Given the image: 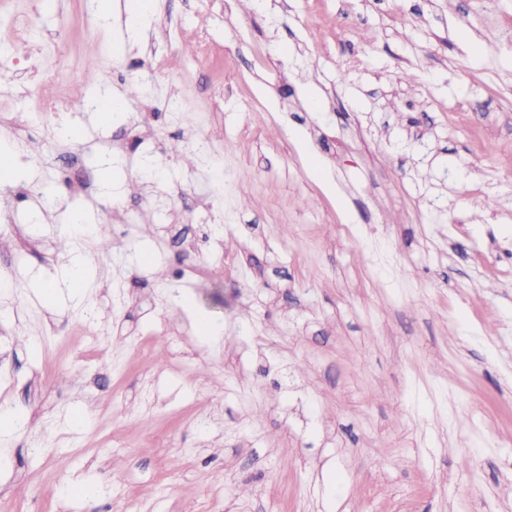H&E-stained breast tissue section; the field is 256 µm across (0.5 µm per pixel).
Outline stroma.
<instances>
[{
  "label": "stroma",
  "mask_w": 512,
  "mask_h": 512,
  "mask_svg": "<svg viewBox=\"0 0 512 512\" xmlns=\"http://www.w3.org/2000/svg\"><path fill=\"white\" fill-rule=\"evenodd\" d=\"M133 5L0 0V512H512V0ZM19 152L9 143L1 140L0 145V180H13L18 174L17 161Z\"/></svg>",
  "instance_id": "obj_1"
}]
</instances>
